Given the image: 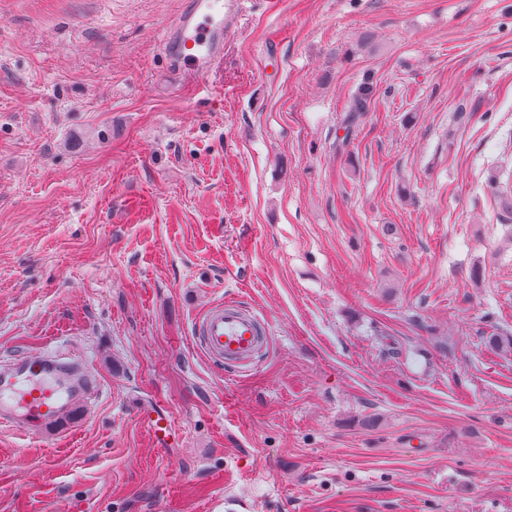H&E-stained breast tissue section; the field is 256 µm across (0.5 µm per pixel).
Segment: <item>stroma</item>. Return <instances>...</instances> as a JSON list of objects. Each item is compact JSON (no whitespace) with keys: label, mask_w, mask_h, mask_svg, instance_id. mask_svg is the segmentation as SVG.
<instances>
[{"label":"stroma","mask_w":512,"mask_h":512,"mask_svg":"<svg viewBox=\"0 0 512 512\" xmlns=\"http://www.w3.org/2000/svg\"><path fill=\"white\" fill-rule=\"evenodd\" d=\"M183 6L0 0V363L94 379L0 512H512V0H256L197 87ZM266 329L253 310L234 302L211 308L197 324L204 351L226 365L252 360L264 341Z\"/></svg>","instance_id":"1"}]
</instances>
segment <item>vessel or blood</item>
<instances>
[{
	"label": "vessel or blood",
	"instance_id": "b4317fda",
	"mask_svg": "<svg viewBox=\"0 0 512 512\" xmlns=\"http://www.w3.org/2000/svg\"><path fill=\"white\" fill-rule=\"evenodd\" d=\"M249 2L186 0L163 33L172 72L190 82L208 74L225 42L235 35ZM265 334L260 316L234 302L211 308L197 324L204 351L227 365L252 360ZM82 384L80 364L55 352L15 358L0 368V421L26 434H43L64 418Z\"/></svg>",
	"mask_w": 512,
	"mask_h": 512
}]
</instances>
